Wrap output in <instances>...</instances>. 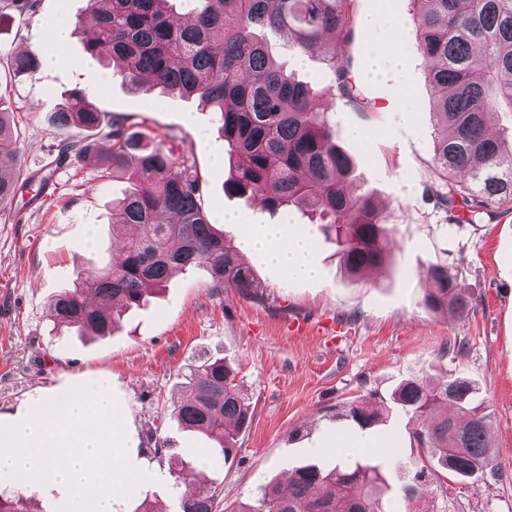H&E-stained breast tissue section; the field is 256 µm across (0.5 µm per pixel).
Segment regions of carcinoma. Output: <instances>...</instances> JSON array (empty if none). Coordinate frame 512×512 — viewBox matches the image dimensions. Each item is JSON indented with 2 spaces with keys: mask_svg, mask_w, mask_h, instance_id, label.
Returning <instances> with one entry per match:
<instances>
[{
  "mask_svg": "<svg viewBox=\"0 0 512 512\" xmlns=\"http://www.w3.org/2000/svg\"><path fill=\"white\" fill-rule=\"evenodd\" d=\"M175 0H90L92 20L75 32L85 53L112 58L125 81L196 97L214 112L224 137L231 178L224 191L249 194L277 212L306 203L319 216L353 279L391 263L392 229L367 193L352 183L353 159L334 141L326 113L310 85L283 72L258 32L288 34L301 55L317 51L347 103L363 106L353 77L336 45L352 37L356 0H183L190 20L176 19ZM413 15L417 50L428 64L427 78L442 94L433 117L443 128L435 145L439 178L437 204L454 220L470 224L493 219L491 206L512 198V130L494 135L499 112L512 113V0H417ZM17 70L35 73L39 57H14ZM77 91L54 114L63 127L92 131L102 111ZM110 152L99 157L104 176L125 178L133 190L113 204L117 257L112 266L82 271L78 285L52 300L55 327L110 336L120 311L140 307L176 270L205 267L219 286L243 295L254 287L253 269L201 206L202 181L188 157L173 158L156 138L122 115L112 117ZM81 162L96 154L95 143L69 145ZM16 139L0 111V207L28 182L20 181ZM422 304L438 312L453 306L469 312L471 302L448 267L424 273ZM185 398L173 415L185 429L216 444L212 456H228L251 420L249 399L235 370L222 358L207 359L185 375ZM479 386L458 376L402 381L392 403L410 415L418 447L457 481L468 484L494 462L487 407L477 402ZM451 413L437 415V408ZM346 416L367 428L382 416L370 399L349 404ZM397 490L404 500L422 494V476ZM381 466L372 457L324 468L297 466L288 489L267 484L257 505L242 512H388L383 506ZM218 491L177 494L176 512H215ZM0 512H27L19 495L0 494Z\"/></svg>",
  "mask_w": 512,
  "mask_h": 512,
  "instance_id": "cac0c4a2",
  "label": "carcinoma"
}]
</instances>
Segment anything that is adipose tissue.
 <instances>
[{
    "instance_id": "ef3b65f1",
    "label": "adipose tissue",
    "mask_w": 512,
    "mask_h": 512,
    "mask_svg": "<svg viewBox=\"0 0 512 512\" xmlns=\"http://www.w3.org/2000/svg\"><path fill=\"white\" fill-rule=\"evenodd\" d=\"M366 27L373 60L368 75L379 78L398 68L403 48L413 38V27L409 22L392 18L381 24L367 22ZM236 245L246 255L263 252L269 261L284 268L291 276L305 278L315 273L311 241L304 232L287 234L273 225L260 230L251 223L240 234Z\"/></svg>"
}]
</instances>
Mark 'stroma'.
Wrapping results in <instances>:
<instances>
[{"instance_id":"stroma-1","label":"stroma","mask_w":512,"mask_h":512,"mask_svg":"<svg viewBox=\"0 0 512 512\" xmlns=\"http://www.w3.org/2000/svg\"><path fill=\"white\" fill-rule=\"evenodd\" d=\"M414 9L413 0H357L353 35L338 54L367 103L363 109L332 89L321 57L298 55L286 36L266 37L277 63L316 92L337 143L355 162L358 191L373 196L393 230L394 265L354 281L307 208L272 214L259 211L256 200L225 193L231 171L211 152L222 140L219 124L198 99L135 89L110 67L85 65L74 37L56 67L31 76L14 70L18 52L51 50L56 18L88 19V0H37L24 16L0 0V105L11 114L28 180L0 217V414L15 412L38 388L109 386L135 442L129 464L146 474L135 492L117 498L118 512H134L145 500L175 512L170 471L200 460L209 442L179 427L172 410L186 393L185 374L208 358L236 369L252 411L236 452L202 460L199 485L219 491L218 512H243L259 485L286 484L296 466L331 467L363 456L378 459L394 489L424 470L423 499L408 506L394 499L393 512H512V201L496 203L495 219L482 224L457 223L438 208L433 156L441 129L430 114L438 91L414 45L405 47L400 71L381 81L363 78L365 19L408 20ZM78 88L92 91L100 109L143 124L173 158L190 156L209 217L231 211L247 222L258 214L263 223L310 233L318 276L291 278L255 254L248 258L251 295L218 286L206 268L193 267L174 272L165 290L128 310L113 335L54 330L53 296L72 288L80 270L111 264L112 203L128 188L94 164L61 158V145L83 133L58 126L53 114ZM405 108L412 121L401 120ZM353 127L364 129L363 140L349 137ZM437 263L469 295V314L422 305L423 273ZM445 373L475 381L491 413L494 467L465 487L445 471L423 469L404 412L391 408L364 430L342 416L368 394L389 405L403 380Z\"/></svg>"}]
</instances>
